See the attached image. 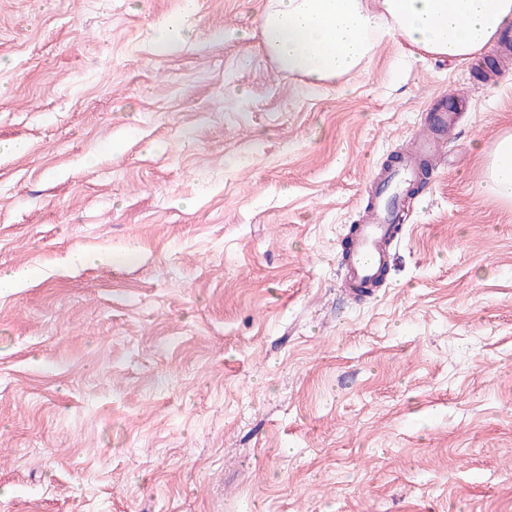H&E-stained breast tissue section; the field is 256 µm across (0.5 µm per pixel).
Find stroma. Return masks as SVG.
<instances>
[{"mask_svg":"<svg viewBox=\"0 0 512 512\" xmlns=\"http://www.w3.org/2000/svg\"><path fill=\"white\" fill-rule=\"evenodd\" d=\"M265 2L197 0L167 50L183 0H0V273H29L0 293V512H512V207L473 190L512 45L386 36L312 91L262 53ZM452 87L352 297L369 183ZM193 31L194 1L186 0L183 11L167 20L157 41L166 48H178L189 41ZM454 116L435 114L403 154L396 168L375 187L370 196L363 224L349 232L348 245L342 254L344 285L351 295L377 288L384 282L392 260L389 245L401 230L400 220L405 195L422 174L437 172L438 136H450Z\"/></svg>","mask_w":512,"mask_h":512,"instance_id":"stroma-1","label":"stroma"}]
</instances>
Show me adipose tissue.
<instances>
[{"instance_id":"ef3b65f1","label":"adipose tissue","mask_w":512,"mask_h":512,"mask_svg":"<svg viewBox=\"0 0 512 512\" xmlns=\"http://www.w3.org/2000/svg\"><path fill=\"white\" fill-rule=\"evenodd\" d=\"M512 24V0H267L258 31L276 71L318 87L361 69L380 37L412 53L462 62ZM480 193L512 205V133L484 151Z\"/></svg>"}]
</instances>
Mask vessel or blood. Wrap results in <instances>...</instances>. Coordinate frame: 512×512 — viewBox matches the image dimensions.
I'll use <instances>...</instances> for the list:
<instances>
[{
	"label": "vessel or blood",
	"mask_w": 512,
	"mask_h": 512,
	"mask_svg": "<svg viewBox=\"0 0 512 512\" xmlns=\"http://www.w3.org/2000/svg\"><path fill=\"white\" fill-rule=\"evenodd\" d=\"M453 128V115L435 114L396 168L372 190L366 219L350 230L348 245L342 254L344 285L350 294L383 283L392 260L389 245L400 230L405 195L423 173L436 172L438 138L451 134Z\"/></svg>",
	"instance_id": "obj_1"
}]
</instances>
